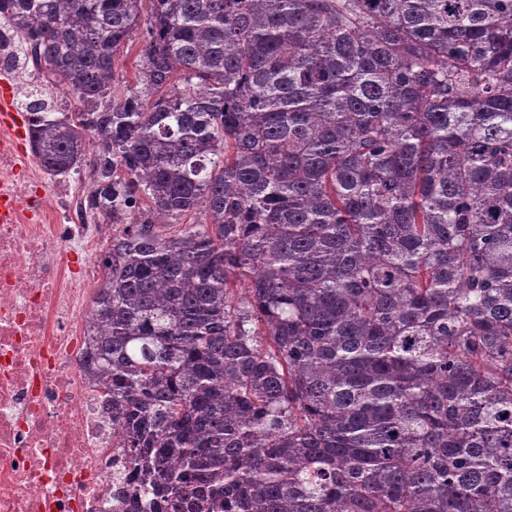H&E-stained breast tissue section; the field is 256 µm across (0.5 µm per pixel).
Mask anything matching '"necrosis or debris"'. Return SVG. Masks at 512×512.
I'll return each mask as SVG.
<instances>
[{"label": "necrosis or debris", "instance_id": "necrosis-or-debris-1", "mask_svg": "<svg viewBox=\"0 0 512 512\" xmlns=\"http://www.w3.org/2000/svg\"><path fill=\"white\" fill-rule=\"evenodd\" d=\"M19 154L0 125V512H139L112 396L90 378L108 224H87L65 185Z\"/></svg>", "mask_w": 512, "mask_h": 512}]
</instances>
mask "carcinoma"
<instances>
[{
  "mask_svg": "<svg viewBox=\"0 0 512 512\" xmlns=\"http://www.w3.org/2000/svg\"><path fill=\"white\" fill-rule=\"evenodd\" d=\"M139 2L0 18L81 103L32 93V152L120 227L91 317L140 488L512 512V0H152L120 95ZM140 11L141 17L138 32L134 35L132 41L128 40L120 46L115 55L112 88L115 87L121 95L139 89L136 81L137 69L139 68L137 64L145 43L142 39V33L145 31L151 16V0H143Z\"/></svg>",
  "mask_w": 512,
  "mask_h": 512,
  "instance_id": "cac0c4a2",
  "label": "carcinoma"
}]
</instances>
